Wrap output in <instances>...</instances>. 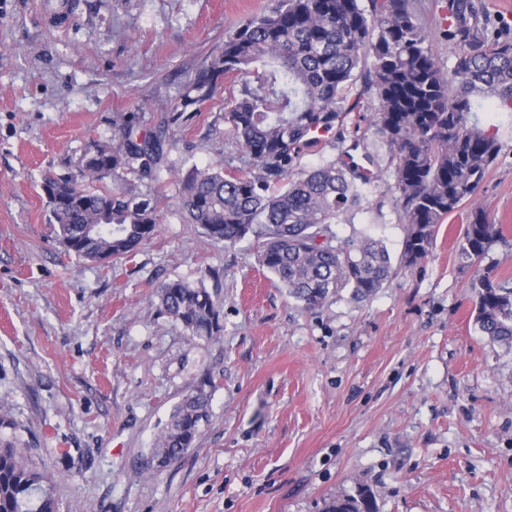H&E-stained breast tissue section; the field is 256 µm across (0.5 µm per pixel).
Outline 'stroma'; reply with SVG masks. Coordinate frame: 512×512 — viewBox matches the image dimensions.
Returning <instances> with one entry per match:
<instances>
[{
	"mask_svg": "<svg viewBox=\"0 0 512 512\" xmlns=\"http://www.w3.org/2000/svg\"><path fill=\"white\" fill-rule=\"evenodd\" d=\"M271 0H83L51 30L34 0H0V446L52 478L56 512H325L368 491L379 512H512V350L474 325L479 268L512 280V133L467 207L500 224L480 265L461 264V216L428 256L396 268L375 296L343 289L302 310L257 263L184 223L171 169L245 167L224 122L231 82L177 134L150 186L160 224L129 257L93 262L65 250L41 190L79 177L88 145L127 118L163 133L203 60ZM442 67L447 0H415ZM309 168L345 154L373 159L379 181L340 237L368 232L398 257L404 231L394 166L363 84ZM201 283L220 305L219 334L193 337L162 313L164 282ZM209 418L165 467L152 448L199 383Z\"/></svg>",
	"mask_w": 512,
	"mask_h": 512,
	"instance_id": "obj_1",
	"label": "stroma"
}]
</instances>
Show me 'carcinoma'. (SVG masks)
Returning <instances> with one entry per match:
<instances>
[{
	"label": "carcinoma",
	"instance_id": "1",
	"mask_svg": "<svg viewBox=\"0 0 512 512\" xmlns=\"http://www.w3.org/2000/svg\"><path fill=\"white\" fill-rule=\"evenodd\" d=\"M442 36L460 46L446 70L437 60L413 0H272L248 18L208 56L188 83L182 111L167 126L181 127L184 111L210 100L223 79H237L224 102V120L251 168L191 164L176 174L178 205L186 223L230 248L252 235L261 241L258 262L303 309L324 307L342 288L367 300L392 277L390 254L372 237L342 239L333 230L350 221L375 189L378 174L351 155L296 168L314 135L328 134L352 107L348 97L359 72L378 101L373 123L384 138L402 210L399 265L413 267L432 246L440 224L461 211L501 144L471 122L475 112H494L512 129V38L496 32L476 0H448ZM93 160L81 158L84 182L68 176L50 186L51 221L68 251L94 260L101 254L131 256L160 224L158 202L134 189L98 184L96 168L112 160L140 180L155 181L165 140L135 135L129 120L113 143H94ZM458 256L473 264L502 236L500 225L472 207ZM474 323L493 343L512 348V286L486 268L472 283ZM160 306L193 336L220 332L219 305L205 285L181 280L161 284ZM209 396L198 387L183 396L153 457L175 460L192 447L207 420ZM0 512H55L51 484L28 468L11 446L0 448ZM326 512H378L366 491L338 499Z\"/></svg>",
	"mask_w": 512,
	"mask_h": 512
}]
</instances>
